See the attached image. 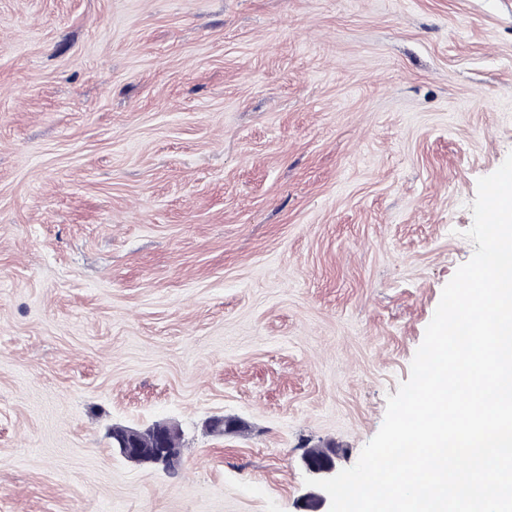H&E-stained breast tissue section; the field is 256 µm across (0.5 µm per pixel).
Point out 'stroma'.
I'll return each instance as SVG.
<instances>
[{
  "mask_svg": "<svg viewBox=\"0 0 512 512\" xmlns=\"http://www.w3.org/2000/svg\"><path fill=\"white\" fill-rule=\"evenodd\" d=\"M511 152L512 0H0V512H298ZM172 425L167 422H157L152 427L155 434L156 448L150 435L140 438L139 448L134 435L120 426H113L110 432L112 447L118 448L120 454L130 462L136 464L162 465L166 469L175 466L179 458V448H170L168 444V431ZM336 454V448H313L305 453L304 460L308 470L318 479H327L335 475Z\"/></svg>",
  "mask_w": 512,
  "mask_h": 512,
  "instance_id": "1",
  "label": "stroma"
}]
</instances>
